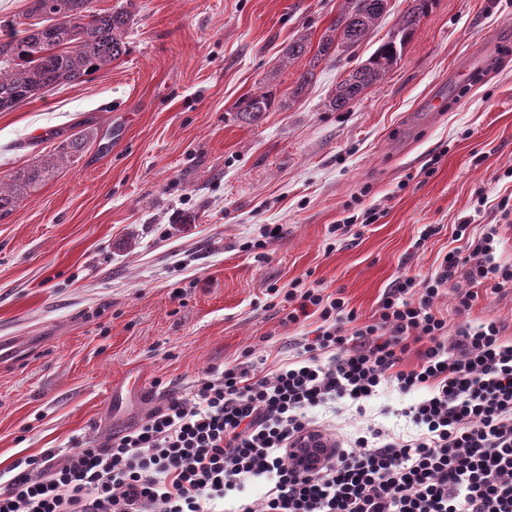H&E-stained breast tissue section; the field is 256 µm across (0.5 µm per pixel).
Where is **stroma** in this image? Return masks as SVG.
Returning <instances> with one entry per match:
<instances>
[{
  "label": "stroma",
  "instance_id": "35a3bbf8",
  "mask_svg": "<svg viewBox=\"0 0 512 512\" xmlns=\"http://www.w3.org/2000/svg\"><path fill=\"white\" fill-rule=\"evenodd\" d=\"M92 5L131 11L128 55L0 112V176L86 136L79 159L0 219V473L106 441L250 349L265 357L261 373L295 356L319 320L286 321L276 295L294 283L341 292L369 323L398 280H423L464 249L459 225L473 238L497 225L495 257L512 262V0H438L384 81L345 111L329 107L337 83L410 0H390L293 103L307 60L285 50L303 36L318 44L343 0ZM478 46L495 68L459 94L454 71ZM268 91L275 103L259 119L237 114ZM435 93L452 105L433 117ZM39 128L48 137L32 138ZM368 210L375 223H363ZM268 224L280 236L264 237ZM469 287L457 277L434 302L449 329L491 319L512 338V288L478 287L458 311ZM130 375L146 397L112 404L109 385ZM414 399L390 385L364 413L339 401L314 416L348 438L407 435Z\"/></svg>",
  "mask_w": 512,
  "mask_h": 512
}]
</instances>
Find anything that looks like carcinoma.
Segmentation results:
<instances>
[{
    "instance_id": "cac0c4a2",
    "label": "carcinoma",
    "mask_w": 512,
    "mask_h": 512,
    "mask_svg": "<svg viewBox=\"0 0 512 512\" xmlns=\"http://www.w3.org/2000/svg\"><path fill=\"white\" fill-rule=\"evenodd\" d=\"M88 0H28L23 22L0 24V112H8L62 85L81 82L105 72L129 53L128 33L134 22L124 8L90 11ZM345 7L320 38L309 67L295 81L288 96H301L323 61L341 48L359 45L388 11L389 0H344ZM434 0H412L397 27L360 66L337 83L330 106L343 111L370 87L384 80L414 28L433 7ZM265 93L247 97L238 111L256 119L268 111ZM85 147L82 135L63 140L54 153L32 159L6 179L0 178V218L11 214L20 198L73 161Z\"/></svg>"
}]
</instances>
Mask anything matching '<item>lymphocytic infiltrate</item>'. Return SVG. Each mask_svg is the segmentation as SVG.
Listing matches in <instances>:
<instances>
[{"mask_svg": "<svg viewBox=\"0 0 512 512\" xmlns=\"http://www.w3.org/2000/svg\"><path fill=\"white\" fill-rule=\"evenodd\" d=\"M496 236L445 254L423 282L399 281L370 324L323 289L289 290L287 320L320 321L293 360L263 375L225 364L121 435L17 463L0 482V512H214L229 498L231 512H512V340L493 320L449 331L433 310L461 269L471 287L512 286ZM413 341L419 361L401 370ZM390 383L427 389L404 411L416 434L373 429L314 466L298 462L295 442L318 431L312 409L360 405ZM246 477L266 481L259 499L243 496Z\"/></svg>", "mask_w": 512, "mask_h": 512, "instance_id": "f902f5d3", "label": "lymphocytic infiltrate"}]
</instances>
